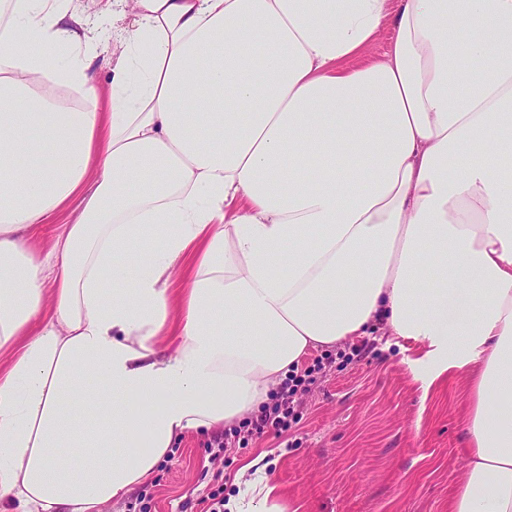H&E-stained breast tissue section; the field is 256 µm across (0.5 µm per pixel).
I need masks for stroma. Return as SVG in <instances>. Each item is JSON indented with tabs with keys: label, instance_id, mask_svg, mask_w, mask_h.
I'll use <instances>...</instances> for the list:
<instances>
[{
	"label": "stroma",
	"instance_id": "1",
	"mask_svg": "<svg viewBox=\"0 0 512 512\" xmlns=\"http://www.w3.org/2000/svg\"><path fill=\"white\" fill-rule=\"evenodd\" d=\"M419 342L381 334L341 344L301 399L299 420L282 434L227 447L208 434L174 446L154 478L103 512H205V499L244 494L238 475L258 462L273 477L284 512H448L466 464L465 374L434 377Z\"/></svg>",
	"mask_w": 512,
	"mask_h": 512
}]
</instances>
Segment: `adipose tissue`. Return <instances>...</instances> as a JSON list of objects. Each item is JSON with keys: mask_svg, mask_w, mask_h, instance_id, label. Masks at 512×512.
Returning <instances> with one entry per match:
<instances>
[{"mask_svg": "<svg viewBox=\"0 0 512 512\" xmlns=\"http://www.w3.org/2000/svg\"><path fill=\"white\" fill-rule=\"evenodd\" d=\"M7 2L0 501L102 512L380 326L467 371L448 512H512V0H112L94 32L69 0ZM75 210L76 207L72 206L68 213L59 215L58 217L54 218L52 221L53 224H45L41 227L37 236L35 237V240L42 250L47 251L51 247L55 237L61 231L60 224H67L74 217Z\"/></svg>", "mask_w": 512, "mask_h": 512, "instance_id": "adipose-tissue-1", "label": "adipose tissue"}]
</instances>
